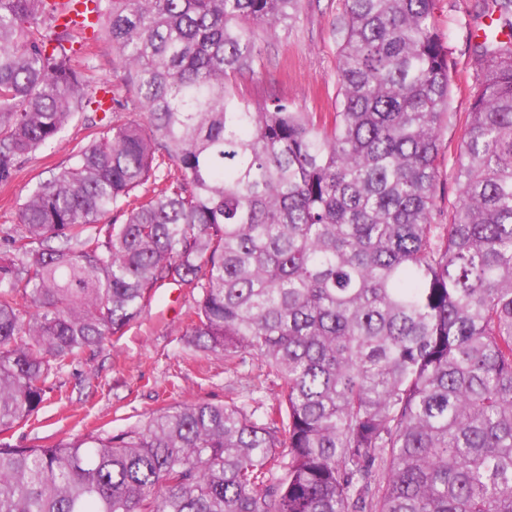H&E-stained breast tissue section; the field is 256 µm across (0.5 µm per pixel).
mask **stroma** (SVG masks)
Returning <instances> with one entry per match:
<instances>
[{
	"label": "stroma",
	"instance_id": "35a3bbf8",
	"mask_svg": "<svg viewBox=\"0 0 512 512\" xmlns=\"http://www.w3.org/2000/svg\"><path fill=\"white\" fill-rule=\"evenodd\" d=\"M482 4L483 0H437L434 14L449 47L454 113L441 130L438 165L447 193L438 205L443 210L457 195L453 167L475 85L472 33L485 21ZM342 11V0H305L291 28L262 40L260 74L235 77L232 93L253 106L277 97L301 112L333 111L338 55L333 28ZM74 65L93 87L108 90L111 109L102 114L78 113L53 142L22 159L12 181L0 186L2 229L17 223L22 204L38 184L66 166L72 152L101 124L145 119L108 41L86 42ZM192 304L187 289H180L174 298L159 289L123 335L112 337L94 355L84 356L58 374L57 391L40 410L38 424L6 433V442L33 447L91 431L116 433L144 421L160 406L183 402L253 399L273 403L279 388L266 379L260 359L246 357L230 371L223 358L188 344L185 314Z\"/></svg>",
	"mask_w": 512,
	"mask_h": 512
}]
</instances>
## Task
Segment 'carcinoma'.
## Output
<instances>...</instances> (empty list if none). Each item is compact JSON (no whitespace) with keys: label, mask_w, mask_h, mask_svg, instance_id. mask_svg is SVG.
<instances>
[{"label":"carcinoma","mask_w":512,"mask_h":512,"mask_svg":"<svg viewBox=\"0 0 512 512\" xmlns=\"http://www.w3.org/2000/svg\"><path fill=\"white\" fill-rule=\"evenodd\" d=\"M75 1L90 19L0 0V184L103 109L79 31L112 43L145 122L96 132L0 236V435L167 284L194 298L189 343L261 358L281 394L3 442L0 512H512V0L475 43L446 224L436 0H343L334 112L229 89L304 0Z\"/></svg>","instance_id":"cac0c4a2"}]
</instances>
